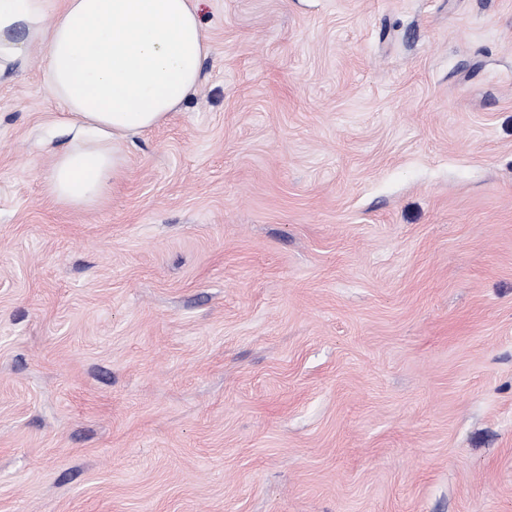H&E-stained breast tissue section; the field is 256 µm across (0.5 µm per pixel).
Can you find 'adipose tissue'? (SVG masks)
Segmentation results:
<instances>
[{"label": "adipose tissue", "mask_w": 512, "mask_h": 512, "mask_svg": "<svg viewBox=\"0 0 512 512\" xmlns=\"http://www.w3.org/2000/svg\"><path fill=\"white\" fill-rule=\"evenodd\" d=\"M48 3L0 0V76L45 46L49 88L75 116L45 190L87 208L123 174L117 142L164 124L197 92L209 47L199 0H65L47 27Z\"/></svg>", "instance_id": "adipose-tissue-1"}]
</instances>
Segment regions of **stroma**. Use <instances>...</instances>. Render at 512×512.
<instances>
[{
  "instance_id": "35a3bbf8",
  "label": "stroma",
  "mask_w": 512,
  "mask_h": 512,
  "mask_svg": "<svg viewBox=\"0 0 512 512\" xmlns=\"http://www.w3.org/2000/svg\"><path fill=\"white\" fill-rule=\"evenodd\" d=\"M98 205L0 78V512H512V0H200Z\"/></svg>"
}]
</instances>
